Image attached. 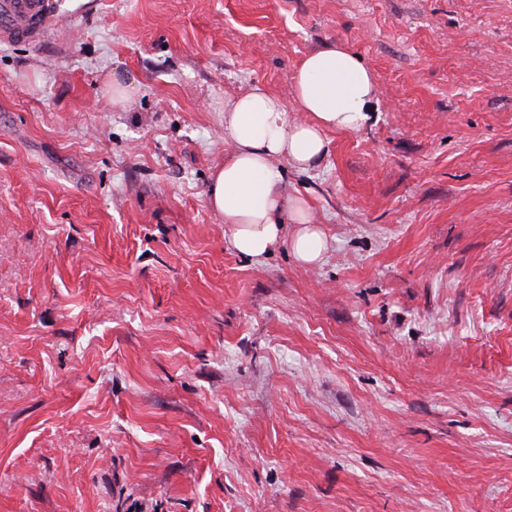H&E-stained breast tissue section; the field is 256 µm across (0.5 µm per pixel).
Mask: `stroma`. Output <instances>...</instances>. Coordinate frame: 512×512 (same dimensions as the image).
<instances>
[{"label":"stroma","instance_id":"stroma-1","mask_svg":"<svg viewBox=\"0 0 512 512\" xmlns=\"http://www.w3.org/2000/svg\"><path fill=\"white\" fill-rule=\"evenodd\" d=\"M339 44L369 121L237 255L224 101ZM128 97L112 100V83ZM0 512H512V0H58L0 43Z\"/></svg>","mask_w":512,"mask_h":512}]
</instances>
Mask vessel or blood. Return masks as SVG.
Listing matches in <instances>:
<instances>
[{
	"label": "vessel or blood",
	"instance_id": "b4317fda",
	"mask_svg": "<svg viewBox=\"0 0 512 512\" xmlns=\"http://www.w3.org/2000/svg\"><path fill=\"white\" fill-rule=\"evenodd\" d=\"M57 14V0H0V41L37 43Z\"/></svg>",
	"mask_w": 512,
	"mask_h": 512
}]
</instances>
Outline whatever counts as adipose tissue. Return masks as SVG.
Listing matches in <instances>:
<instances>
[{"mask_svg":"<svg viewBox=\"0 0 512 512\" xmlns=\"http://www.w3.org/2000/svg\"><path fill=\"white\" fill-rule=\"evenodd\" d=\"M292 88L304 119H290L283 101L260 84L224 102L231 149L212 174L207 201L231 249L254 263L285 242L301 263L322 261L328 242L308 200L289 194L281 165L301 171L319 166L328 153L327 131L362 127L375 94L364 61L333 44L302 59Z\"/></svg>","mask_w":512,"mask_h":512,"instance_id":"obj_1","label":"adipose tissue"}]
</instances>
